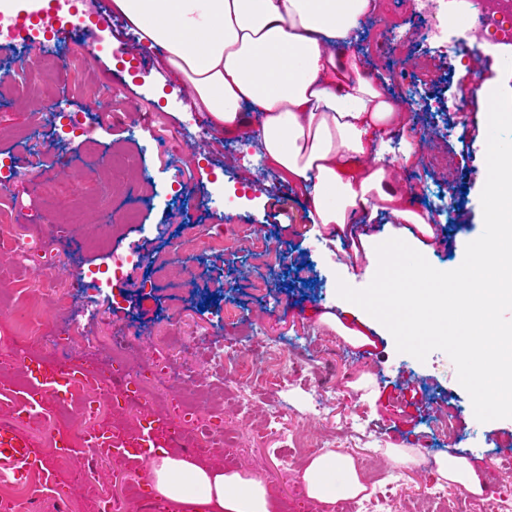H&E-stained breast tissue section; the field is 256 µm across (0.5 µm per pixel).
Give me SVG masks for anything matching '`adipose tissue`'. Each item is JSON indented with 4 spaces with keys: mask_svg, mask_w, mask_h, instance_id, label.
<instances>
[{
    "mask_svg": "<svg viewBox=\"0 0 512 512\" xmlns=\"http://www.w3.org/2000/svg\"><path fill=\"white\" fill-rule=\"evenodd\" d=\"M161 48L159 64L190 91L195 107L227 134L253 133L261 157L301 187L313 223L342 234L357 212H389L418 236L382 243L372 260L393 287L342 291L410 345L432 339L462 358L485 414H512V159L496 137L497 170L485 185L492 229L464 269L437 276L427 264L430 215L395 188L390 137L409 117L348 45L374 0H112ZM258 120H251V112ZM413 254L398 266L399 254ZM152 487L175 512H275L261 476H248L159 449ZM308 498L325 505L364 491L351 456L327 451L300 472Z\"/></svg>",
    "mask_w": 512,
    "mask_h": 512,
    "instance_id": "obj_1",
    "label": "adipose tissue"
}]
</instances>
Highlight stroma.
I'll list each match as a JSON object with an SVG mask.
<instances>
[{
	"mask_svg": "<svg viewBox=\"0 0 512 512\" xmlns=\"http://www.w3.org/2000/svg\"><path fill=\"white\" fill-rule=\"evenodd\" d=\"M364 63L375 79H388L415 98L418 109L395 140H411L420 158L399 172L398 183L413 203L434 214L445 239H431L430 263L453 272L472 261L486 236L484 189L491 161L484 152L486 118L475 129L458 121L450 106L458 97L457 52L453 40L413 39L396 50L376 27L363 24ZM84 35L62 48L65 63L48 72L47 82L19 81L0 105V383L15 386L23 368L13 352L18 333L32 336L75 328L107 349L113 336L145 337V355L163 352L157 375H145L161 399L182 400L181 416L198 435L230 442L236 460L225 463L223 448L212 464L254 472L266 479L277 501L294 512H324L299 480L303 464L333 449L353 457L363 483L382 502L375 512H423L433 488L446 489L447 512H485L482 494L445 482L430 461L443 453L466 458L484 491L512 508V418L483 417L475 388L460 377V357L440 342L419 351L370 321H358L338 300L339 287L360 292L381 281L368 251L404 224L386 214L358 216L362 241L356 261L341 254L329 232L311 223L303 194L271 183L237 161L227 135L215 130L207 113L191 105L187 88L157 65V53L138 41L121 15L100 26L95 59L82 55ZM195 129L198 160L183 165L178 135ZM135 160L115 165L117 155ZM439 154L453 158L452 171L433 168ZM242 187L244 199L232 217L224 215L218 182ZM83 211L82 222L58 235L43 226L46 211ZM117 223L102 232L97 217ZM239 233L261 227L281 248L280 271L270 276L246 248L200 254L183 248L173 256L174 274L152 280V261L182 238L184 226L208 239L224 222ZM83 282H75L74 274ZM36 303L34 323L22 326L17 314ZM237 315L224 316L225 306ZM331 312L366 337L364 351L351 352L343 336L321 322ZM286 349L281 366L264 364L268 345ZM425 391L424 406L406 411L400 392L406 380ZM107 405L95 414L80 408L57 413L54 422H25L30 437L47 445L54 426L83 435L109 422ZM366 429L368 444L343 439L340 430ZM386 448H418L423 464L400 466L388 487L374 482L365 459L390 468ZM57 483L72 471L85 472L82 490L58 497L37 482L0 488V512H98L101 500L120 512H146L139 495L147 465L115 468L109 457L86 450L50 458Z\"/></svg>",
	"mask_w": 512,
	"mask_h": 512,
	"instance_id": "1",
	"label": "stroma"
}]
</instances>
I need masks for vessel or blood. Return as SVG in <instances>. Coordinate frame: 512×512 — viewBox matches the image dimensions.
I'll use <instances>...</instances> for the list:
<instances>
[{"instance_id":"b4317fda","label":"vessel or blood","mask_w":512,"mask_h":512,"mask_svg":"<svg viewBox=\"0 0 512 512\" xmlns=\"http://www.w3.org/2000/svg\"><path fill=\"white\" fill-rule=\"evenodd\" d=\"M22 367L27 375L24 388L5 391L13 414L0 422V477L18 484L26 482L32 474L48 470V462L38 443L22 429L31 416L41 414L54 399L67 396L73 384L87 382L81 369H59L46 361L22 357ZM88 447L105 456L117 455L140 463L154 456L157 450V429L150 419L139 423L136 447H127L120 438L104 431L91 430L86 434Z\"/></svg>"}]
</instances>
